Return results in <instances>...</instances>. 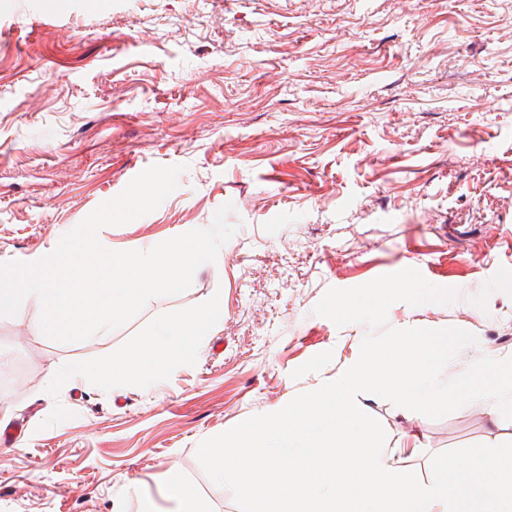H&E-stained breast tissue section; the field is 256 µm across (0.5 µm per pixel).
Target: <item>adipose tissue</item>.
<instances>
[{"instance_id":"1","label":"adipose tissue","mask_w":512,"mask_h":512,"mask_svg":"<svg viewBox=\"0 0 512 512\" xmlns=\"http://www.w3.org/2000/svg\"><path fill=\"white\" fill-rule=\"evenodd\" d=\"M223 309L224 301L217 297L180 318L160 322L139 348L114 357L111 364L93 369V377L118 387L157 378L189 363L207 331L220 321Z\"/></svg>"}]
</instances>
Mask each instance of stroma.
I'll return each mask as SVG.
<instances>
[{"mask_svg":"<svg viewBox=\"0 0 512 512\" xmlns=\"http://www.w3.org/2000/svg\"><path fill=\"white\" fill-rule=\"evenodd\" d=\"M152 165H180L152 213L106 226L144 251L235 229L188 291L73 343L37 333L41 304L0 316V512H169L178 472L213 512H240L199 444L335 375L366 325L313 309L327 289L405 268L448 305L394 303L389 327H457L512 355V0H0V262H32ZM195 359L119 388L53 370L111 361L214 296ZM387 447L512 442L465 405L432 420L371 397Z\"/></svg>","mask_w":512,"mask_h":512,"instance_id":"obj_1","label":"stroma"}]
</instances>
